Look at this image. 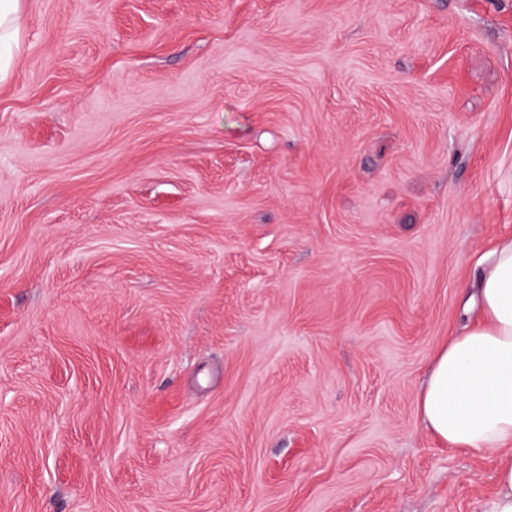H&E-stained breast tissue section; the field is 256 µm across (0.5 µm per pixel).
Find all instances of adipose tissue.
Masks as SVG:
<instances>
[{"instance_id":"obj_1","label":"adipose tissue","mask_w":512,"mask_h":512,"mask_svg":"<svg viewBox=\"0 0 512 512\" xmlns=\"http://www.w3.org/2000/svg\"><path fill=\"white\" fill-rule=\"evenodd\" d=\"M478 305V317L464 318L434 355L419 415L450 448L471 455L512 452V236L491 252Z\"/></svg>"}]
</instances>
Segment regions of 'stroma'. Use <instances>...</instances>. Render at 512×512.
I'll return each instance as SVG.
<instances>
[{
	"label": "stroma",
	"instance_id": "35a3bbf8",
	"mask_svg": "<svg viewBox=\"0 0 512 512\" xmlns=\"http://www.w3.org/2000/svg\"><path fill=\"white\" fill-rule=\"evenodd\" d=\"M512 236V0H21L0 512H485L417 399Z\"/></svg>",
	"mask_w": 512,
	"mask_h": 512
}]
</instances>
